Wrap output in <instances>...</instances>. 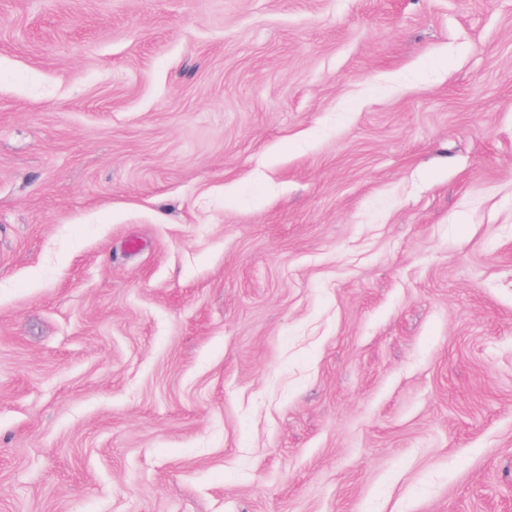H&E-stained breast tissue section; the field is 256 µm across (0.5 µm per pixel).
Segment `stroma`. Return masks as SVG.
<instances>
[{
	"mask_svg": "<svg viewBox=\"0 0 512 512\" xmlns=\"http://www.w3.org/2000/svg\"><path fill=\"white\" fill-rule=\"evenodd\" d=\"M0 512H512V0H0Z\"/></svg>",
	"mask_w": 512,
	"mask_h": 512,
	"instance_id": "stroma-1",
	"label": "stroma"
}]
</instances>
